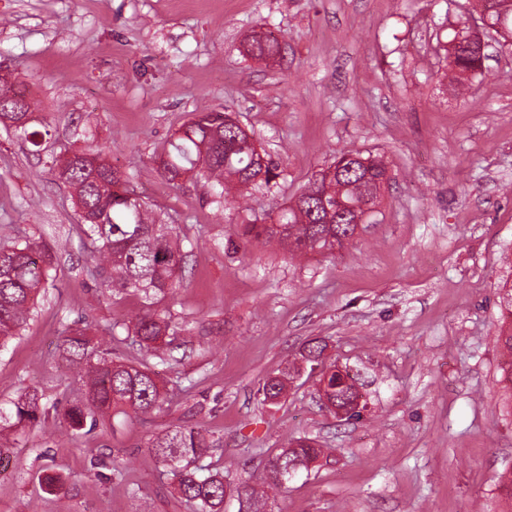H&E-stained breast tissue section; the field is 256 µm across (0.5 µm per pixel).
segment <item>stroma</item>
Wrapping results in <instances>:
<instances>
[{"label": "stroma", "mask_w": 512, "mask_h": 512, "mask_svg": "<svg viewBox=\"0 0 512 512\" xmlns=\"http://www.w3.org/2000/svg\"><path fill=\"white\" fill-rule=\"evenodd\" d=\"M471 0H0V75L36 98L47 151L91 143L175 225L189 257L166 302L188 327L165 355L124 324L140 297L113 294L91 258L71 189L45 154L0 127V241L56 259L37 313L0 348V410L38 394L37 421L0 428V512H192L145 444L198 426L207 457L249 481L263 512H512V399L499 384L498 289L512 286V48L491 45L471 94L441 51ZM277 37L260 61L253 37ZM232 113L277 176L217 206L205 181L159 171L194 112ZM384 156L390 181L335 255L290 258L243 227L299 194L341 152ZM157 374L163 409L72 433L83 400L64 325ZM325 345L367 395L339 418L310 376L281 401L258 389ZM301 438L325 453L285 487L268 460ZM61 491H44L46 476Z\"/></svg>", "instance_id": "1"}]
</instances>
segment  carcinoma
Instances as JSON below:
<instances>
[{
    "instance_id": "obj_1",
    "label": "carcinoma",
    "mask_w": 512,
    "mask_h": 512,
    "mask_svg": "<svg viewBox=\"0 0 512 512\" xmlns=\"http://www.w3.org/2000/svg\"><path fill=\"white\" fill-rule=\"evenodd\" d=\"M445 49L448 65L454 72L453 91L469 90L468 76L482 73L483 58L456 44ZM279 52L275 39H255L251 55L266 60ZM24 99V111L0 112V125L29 138L35 147L42 145L49 131L30 130L36 101L19 88L0 82V103L12 105ZM58 175L73 190L80 222L91 237L92 257L106 273L115 294L134 293L143 299L142 310L128 329L139 345L148 350L171 346L187 325L176 323L160 301L175 288L184 261L183 242L173 224L155 217L147 203L132 202L117 194L128 177L102 157L99 149L87 145L66 148L50 154ZM336 162L340 175L316 176L308 186L280 209L270 224L246 226L245 235L263 244L275 243L288 249L292 257L308 253H332L338 234L349 230V219L336 216V201L349 210H369L378 205L383 179L389 165L380 156H365L347 151ZM161 173L175 182L192 173L220 189L218 198L244 195L248 187L269 182L273 164L262 159L251 137L233 123L228 113L201 111L184 125L168 143ZM55 270L53 254L35 240L0 247V347L19 335L33 319L37 298ZM501 330L499 343L504 352L500 382L512 390V287L503 289L499 300ZM65 341L86 366L85 401L68 407L58 415L73 430L95 427L98 417L149 414L166 402L152 372L112 357V350L89 346L79 328L66 330ZM292 369L267 376L261 387L263 400L284 394ZM15 424L34 421L39 410L35 393H21L14 403ZM146 448L168 468L175 490L191 504L193 512H224L226 487L224 472L200 464L210 444L197 427L174 425L147 442ZM323 449L304 438L271 459L267 478L282 485L278 468L309 469Z\"/></svg>"
}]
</instances>
